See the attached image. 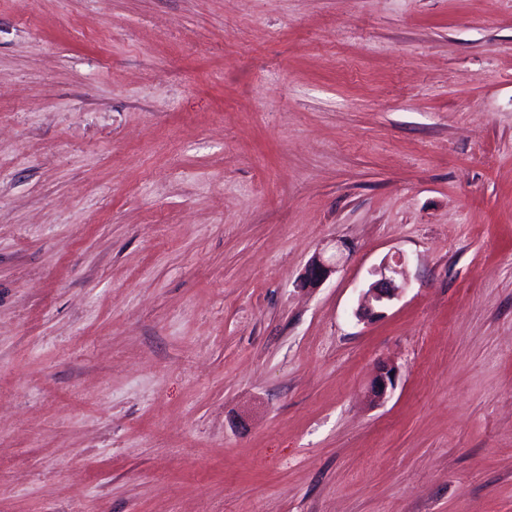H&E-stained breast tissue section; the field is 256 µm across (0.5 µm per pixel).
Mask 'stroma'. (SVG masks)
<instances>
[{
  "label": "stroma",
  "instance_id": "35a3bbf8",
  "mask_svg": "<svg viewBox=\"0 0 512 512\" xmlns=\"http://www.w3.org/2000/svg\"><path fill=\"white\" fill-rule=\"evenodd\" d=\"M0 512H512V0H0ZM336 270V264L330 263L320 254L315 256L308 264L304 276L303 284L308 286H315L326 280L332 272ZM404 260L398 258L394 262L384 261L374 268L371 275L376 279L369 284L364 293L363 301L356 311V317L360 320L373 316L375 307H386L393 300L398 299L405 290V282L399 281L402 274ZM397 373L394 367L382 364L376 371L367 389L371 401L383 402L394 389Z\"/></svg>",
  "mask_w": 512,
  "mask_h": 512
}]
</instances>
